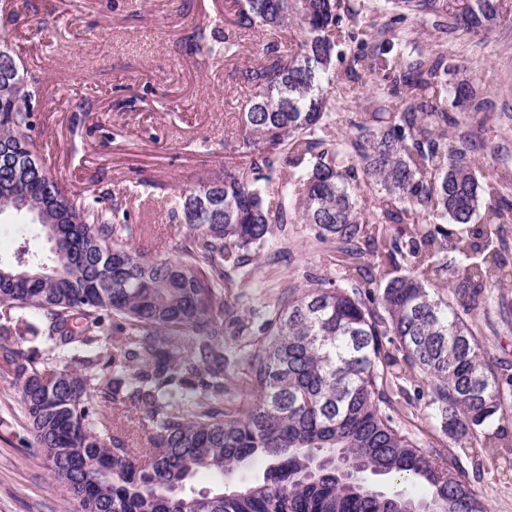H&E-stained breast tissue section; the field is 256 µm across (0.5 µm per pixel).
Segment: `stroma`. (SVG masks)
<instances>
[{"label": "stroma", "instance_id": "35a3bbf8", "mask_svg": "<svg viewBox=\"0 0 512 512\" xmlns=\"http://www.w3.org/2000/svg\"><path fill=\"white\" fill-rule=\"evenodd\" d=\"M225 0H11L0 8V37L39 83L34 135L46 165L77 192L110 191L145 230L136 247L173 255L188 232L170 219L180 191L243 161L240 117L253 95L247 69L263 61L262 36L233 31L236 56L216 61L197 54V26L224 33L232 17ZM421 50L447 55L449 81L483 76L489 104L451 112L449 137L473 132L479 171L512 167V17L490 36L439 38L411 17ZM288 243L272 241L256 261L243 298L232 310L252 329L256 313L309 279L337 273L336 252L319 244L309 225L286 227ZM476 323L492 361L512 364V316L495 304L477 306ZM20 391L0 375V512H69L66 492L46 463L17 442ZM473 489L493 512H512V479L490 458L467 461Z\"/></svg>", "mask_w": 512, "mask_h": 512}]
</instances>
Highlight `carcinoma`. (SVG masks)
<instances>
[{"label":"carcinoma","mask_w":512,"mask_h":512,"mask_svg":"<svg viewBox=\"0 0 512 512\" xmlns=\"http://www.w3.org/2000/svg\"><path fill=\"white\" fill-rule=\"evenodd\" d=\"M365 9L382 39L349 57L340 0H235L237 29L293 43L267 40L245 71L246 160L184 192L174 215L190 232L172 258L134 247L141 226L111 192L76 193L45 167L31 135L39 89L0 39V215L25 213L24 235L52 243L27 266L0 261V374L21 384L18 444L78 512H491L463 462L494 457L512 478L493 427L512 411V376L495 373L472 313L432 289L461 270L486 297L500 291L512 206L495 197L512 169L481 174L471 138L448 139L456 99L479 113L484 87L450 85L446 56L398 29L421 16L442 38L490 35L512 0ZM234 48L196 35L204 57ZM338 60L366 91L352 131L329 140L339 103L322 83ZM287 224L310 225L340 273L285 292L255 336L232 318L225 342L227 295ZM367 250L387 258L374 273ZM410 388L444 451L403 422ZM126 404L152 426L142 448L112 436L106 410ZM258 458L268 465L247 488L186 492L200 469L226 476Z\"/></svg>","instance_id":"1"}]
</instances>
